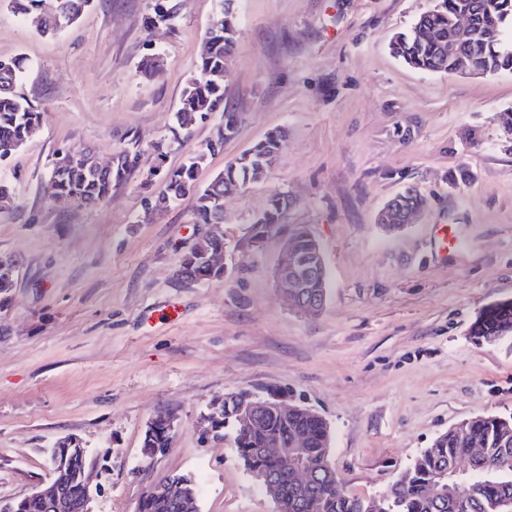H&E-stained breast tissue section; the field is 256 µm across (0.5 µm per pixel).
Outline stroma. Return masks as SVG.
<instances>
[{"label": "stroma", "instance_id": "35a3bbf8", "mask_svg": "<svg viewBox=\"0 0 512 512\" xmlns=\"http://www.w3.org/2000/svg\"><path fill=\"white\" fill-rule=\"evenodd\" d=\"M167 2L171 22L155 21V0H95L53 37L0 6V59L24 60L17 92L44 114L0 162L11 191L0 256L16 264L0 305V501L48 481L46 448L74 437L95 512H136L175 474L196 480L199 512H274L229 442L199 432L214 397L242 390L275 389L322 416L333 467L363 497L448 428L512 415V337L487 346L469 334L485 307L512 299V138L500 119L512 72H423L396 58L393 37L435 0H235L224 109L236 131L225 137L217 113L183 131L172 117L222 5ZM149 57L157 76L142 73ZM277 127L288 141L274 166L224 198L223 280H176L203 227L191 201L155 209L148 171L202 150L207 184ZM133 144L138 159L103 206L48 196L61 153L89 148L104 165ZM409 187L424 209L386 231L379 211ZM276 194L290 201L286 223L322 247L319 314L292 309L277 286L286 231L250 243ZM164 409L178 416L174 443L149 463L144 431Z\"/></svg>", "mask_w": 512, "mask_h": 512}]
</instances>
